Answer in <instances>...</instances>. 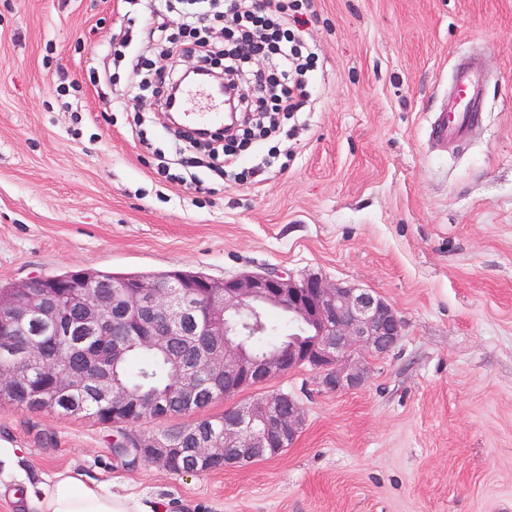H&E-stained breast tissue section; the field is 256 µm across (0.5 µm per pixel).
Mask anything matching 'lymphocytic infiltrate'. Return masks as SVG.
Listing matches in <instances>:
<instances>
[{
	"label": "lymphocytic infiltrate",
	"mask_w": 512,
	"mask_h": 512,
	"mask_svg": "<svg viewBox=\"0 0 512 512\" xmlns=\"http://www.w3.org/2000/svg\"><path fill=\"white\" fill-rule=\"evenodd\" d=\"M139 23L147 50L132 49L126 34L113 50L131 92L149 93L168 110L189 58L196 69L224 74V92L238 110L233 125L210 135L206 159L185 156L199 144L195 131H176L172 162L158 175L190 188L204 166L225 180L247 181L259 171L257 156L275 158L286 121L310 111L321 60L301 33L303 0H152Z\"/></svg>",
	"instance_id": "f902f5d3"
}]
</instances>
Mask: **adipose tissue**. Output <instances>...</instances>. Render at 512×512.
I'll return each instance as SVG.
<instances>
[{"instance_id": "obj_1", "label": "adipose tissue", "mask_w": 512, "mask_h": 512, "mask_svg": "<svg viewBox=\"0 0 512 512\" xmlns=\"http://www.w3.org/2000/svg\"><path fill=\"white\" fill-rule=\"evenodd\" d=\"M32 512H139L130 500L104 491L83 475L56 474L41 495L33 497Z\"/></svg>"}]
</instances>
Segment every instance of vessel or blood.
<instances>
[{
	"label": "vessel or blood",
	"instance_id": "b4317fda",
	"mask_svg": "<svg viewBox=\"0 0 512 512\" xmlns=\"http://www.w3.org/2000/svg\"><path fill=\"white\" fill-rule=\"evenodd\" d=\"M481 75L468 61H460L450 80L443 112L432 126L435 143L444 145L474 135L479 130V91ZM185 96L190 103L184 109L183 123L195 129L220 130L224 127V97L205 83L189 86Z\"/></svg>",
	"mask_w": 512,
	"mask_h": 512
}]
</instances>
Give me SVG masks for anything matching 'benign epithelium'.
<instances>
[{"label": "benign epithelium", "instance_id": "1", "mask_svg": "<svg viewBox=\"0 0 512 512\" xmlns=\"http://www.w3.org/2000/svg\"><path fill=\"white\" fill-rule=\"evenodd\" d=\"M85 286L78 289L75 305L80 316L75 322L78 336H115L105 353L81 348L80 365L61 368L48 359L40 344L25 347L21 365L0 367V397L8 398L29 390L28 374L38 370L50 374L52 387L40 394L45 405L73 390L90 391L112 401L114 414L133 408L137 422L155 420L164 405L137 395L112 377L111 364L125 354L122 332L115 326L121 317H133L137 332L153 345L164 336L189 329L199 337L191 360L171 358L182 375L177 396L187 409H196L206 395L229 397L245 386L268 383L294 369L315 373L317 385L326 392L352 391L365 384L370 366L357 357L365 353L384 358L399 346L403 324L395 309L380 295L363 288L330 284L315 275L302 278L283 270L248 272L224 280L175 282L162 286L141 280L125 289V296L112 298V289L96 282L91 273L79 275ZM283 310L308 327V339L292 344L278 356H249L236 337V317L244 312L258 315ZM61 311L46 288H29L0 308V336L6 340L27 335L31 324L55 325ZM305 425L300 404L282 393H272L247 405L224 409V433L201 429L191 433V472L217 462L226 467L242 466L275 457L292 446ZM136 461L154 462L171 469L173 449L168 440L138 431Z\"/></svg>", "mask_w": 512, "mask_h": 512}]
</instances>
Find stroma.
I'll return each instance as SVG.
<instances>
[{
    "label": "stroma",
    "mask_w": 512,
    "mask_h": 512,
    "mask_svg": "<svg viewBox=\"0 0 512 512\" xmlns=\"http://www.w3.org/2000/svg\"><path fill=\"white\" fill-rule=\"evenodd\" d=\"M125 0H0V283L70 270L282 269L376 292L403 321L365 385L309 370L284 391L305 426L279 456L207 474L129 465L113 428L0 405V512L60 471L168 512H512V0H312L322 67L285 171L194 193L150 97L93 85ZM468 51L484 130L434 149L427 126ZM79 85L60 111L59 75Z\"/></svg>",
    "instance_id": "stroma-1"
}]
</instances>
